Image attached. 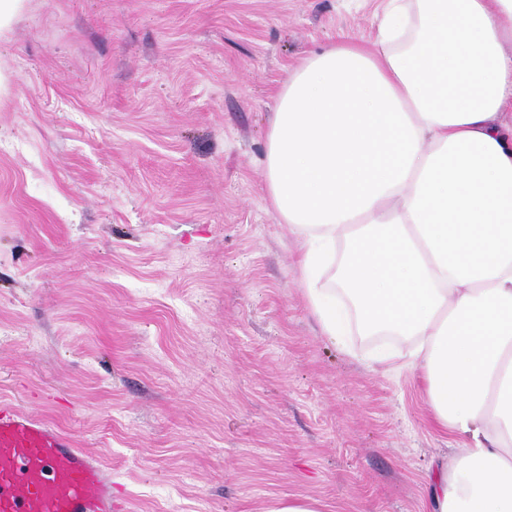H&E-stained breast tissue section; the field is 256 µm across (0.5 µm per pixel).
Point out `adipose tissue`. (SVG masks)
Returning a JSON list of instances; mask_svg holds the SVG:
<instances>
[{
	"label": "adipose tissue",
	"instance_id": "ef3b65f1",
	"mask_svg": "<svg viewBox=\"0 0 512 512\" xmlns=\"http://www.w3.org/2000/svg\"><path fill=\"white\" fill-rule=\"evenodd\" d=\"M284 83L266 193L305 250L324 335L416 342L435 422L461 441L434 512H512V0H382ZM339 280L334 289L322 275Z\"/></svg>",
	"mask_w": 512,
	"mask_h": 512
}]
</instances>
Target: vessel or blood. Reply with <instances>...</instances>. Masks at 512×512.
Instances as JSON below:
<instances>
[{"label": "vessel or blood", "instance_id": "vessel-or-blood-1", "mask_svg": "<svg viewBox=\"0 0 512 512\" xmlns=\"http://www.w3.org/2000/svg\"><path fill=\"white\" fill-rule=\"evenodd\" d=\"M0 512H112V475L57 427L4 401Z\"/></svg>", "mask_w": 512, "mask_h": 512}]
</instances>
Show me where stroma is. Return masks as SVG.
<instances>
[{"label": "stroma", "instance_id": "obj_1", "mask_svg": "<svg viewBox=\"0 0 512 512\" xmlns=\"http://www.w3.org/2000/svg\"><path fill=\"white\" fill-rule=\"evenodd\" d=\"M378 0H27L0 31V399L112 512H429L412 338H331L265 191L275 95ZM268 512H321L319 502L312 499L281 498Z\"/></svg>", "mask_w": 512, "mask_h": 512}]
</instances>
